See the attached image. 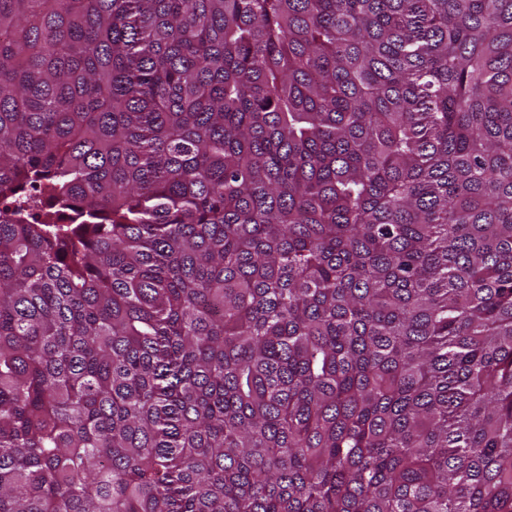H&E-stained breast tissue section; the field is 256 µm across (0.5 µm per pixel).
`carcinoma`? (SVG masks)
Segmentation results:
<instances>
[{
  "label": "carcinoma",
  "mask_w": 512,
  "mask_h": 512,
  "mask_svg": "<svg viewBox=\"0 0 512 512\" xmlns=\"http://www.w3.org/2000/svg\"><path fill=\"white\" fill-rule=\"evenodd\" d=\"M0 512H512V0H0Z\"/></svg>",
  "instance_id": "1"
}]
</instances>
